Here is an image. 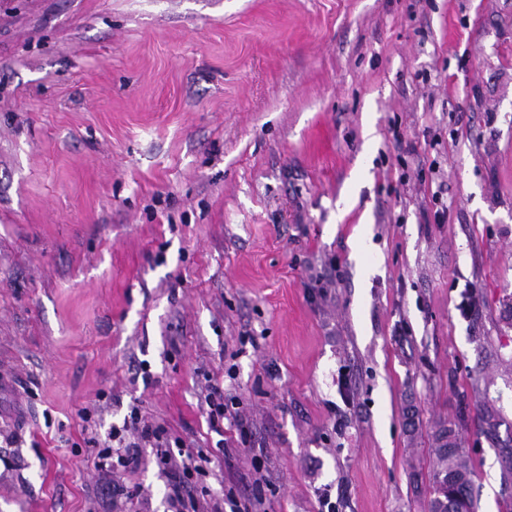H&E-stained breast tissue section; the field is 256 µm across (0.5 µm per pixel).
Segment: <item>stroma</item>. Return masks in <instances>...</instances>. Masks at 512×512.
Returning <instances> with one entry per match:
<instances>
[{"label":"stroma","instance_id":"stroma-1","mask_svg":"<svg viewBox=\"0 0 512 512\" xmlns=\"http://www.w3.org/2000/svg\"><path fill=\"white\" fill-rule=\"evenodd\" d=\"M0 374V512H112L134 405L208 499L429 512L444 425L505 512L512 0H0ZM207 394L204 396V402L207 406L206 414L210 426L216 431L220 432L221 425L224 424V419L239 423V413L234 414L229 410V407L224 403V392L216 385H209Z\"/></svg>","mask_w":512,"mask_h":512}]
</instances>
